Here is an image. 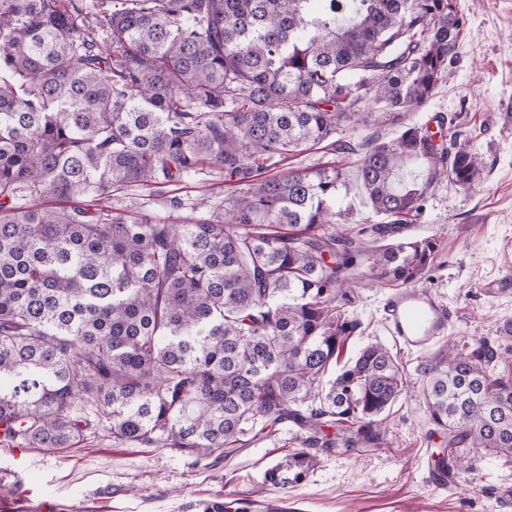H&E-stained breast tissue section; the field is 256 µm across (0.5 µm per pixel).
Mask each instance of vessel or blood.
<instances>
[{
    "instance_id": "b4317fda",
    "label": "vessel or blood",
    "mask_w": 512,
    "mask_h": 512,
    "mask_svg": "<svg viewBox=\"0 0 512 512\" xmlns=\"http://www.w3.org/2000/svg\"><path fill=\"white\" fill-rule=\"evenodd\" d=\"M382 323L403 350L422 353L447 334L449 314L433 294L401 288L386 296Z\"/></svg>"
}]
</instances>
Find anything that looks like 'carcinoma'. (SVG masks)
<instances>
[{"instance_id": "cac0c4a2", "label": "carcinoma", "mask_w": 512, "mask_h": 512, "mask_svg": "<svg viewBox=\"0 0 512 512\" xmlns=\"http://www.w3.org/2000/svg\"><path fill=\"white\" fill-rule=\"evenodd\" d=\"M456 0H0V445L71 448L97 420L112 440L223 460L264 431L298 448L267 468L285 489L324 455L387 443L406 390L360 332L353 271L406 286L435 244L401 237L441 178L481 162L406 122L452 75ZM374 104L401 133L357 165L383 219L336 231L339 164L257 180L329 143ZM224 169L203 224L79 199ZM71 202L47 210L28 197ZM493 341H448L418 373L442 458L512 463V373ZM335 373H330V370Z\"/></svg>"}]
</instances>
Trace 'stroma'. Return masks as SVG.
<instances>
[{
  "label": "stroma",
  "instance_id": "1",
  "mask_svg": "<svg viewBox=\"0 0 512 512\" xmlns=\"http://www.w3.org/2000/svg\"><path fill=\"white\" fill-rule=\"evenodd\" d=\"M467 20L449 82L413 112L436 130V117L448 133L481 162L472 188L441 181L429 194L420 216L406 224L404 236L436 244L431 267L417 287L438 296L449 308V338L469 344L484 337L512 351V292L487 293L488 280L512 271V0H457ZM183 209L169 205L171 197ZM224 198V172L211 167L158 193L152 186L114 192L112 208L131 215L203 223ZM355 275L351 312L362 333L344 352L358 346L391 345L409 387L387 410L389 443L358 452L337 450L322 457L309 478L280 489L263 481L271 463L291 451L290 434L272 437L212 463L173 448H143L113 442L106 424L86 432L72 448H31L24 461L0 447V512H201L200 502L281 497L294 512H512V465L484 456L473 471H457L455 485L435 487L421 463L440 452L445 439L432 433L424 413L415 367L418 356L392 346L381 323L380 303L388 288L373 282L367 266Z\"/></svg>",
  "mask_w": 512,
  "mask_h": 512
}]
</instances>
